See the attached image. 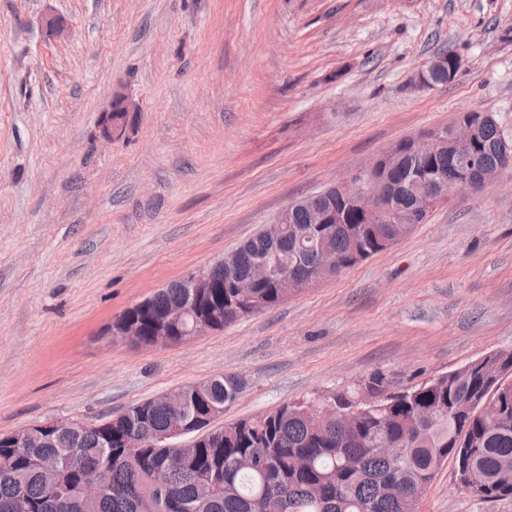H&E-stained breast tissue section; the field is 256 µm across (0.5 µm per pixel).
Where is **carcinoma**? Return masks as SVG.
I'll use <instances>...</instances> for the list:
<instances>
[{
  "mask_svg": "<svg viewBox=\"0 0 512 512\" xmlns=\"http://www.w3.org/2000/svg\"><path fill=\"white\" fill-rule=\"evenodd\" d=\"M501 126L485 123L474 136L473 164L478 171L500 165ZM459 153L448 148L430 157L407 154L390 172L401 185L394 194V224H364L359 213L343 210L337 224L321 228L308 222L303 206L289 209L281 240L261 233L239 247L233 276L252 275L259 263L282 271L312 272L328 252L337 259L336 273L387 249L379 241L383 229L390 238H403L404 217L413 211L415 196L429 192L417 176L434 173L457 188ZM309 239L299 242L298 233ZM222 284L199 299L184 280H176L134 309L142 339L156 340L154 318L170 306H192L197 315L224 310L214 330L271 309L285 300L284 289L260 280L250 297L238 299L226 287L228 274L213 270ZM501 355L473 369L459 367L409 386L374 405L359 404L360 416L347 429L333 420L312 425L307 402L287 404L255 418L214 429L184 448H157L152 436L165 432L180 416L193 423L198 416L236 401L242 390L237 374L225 373L183 386L182 398L163 395L138 402L111 417V423L87 430L67 422L46 441L22 446L0 434V512H140L143 500L153 499L157 512H415L414 495L428 486L448 460L465 464L474 480L491 490L487 502L512 499V373L496 377ZM362 398L354 385L329 397L346 410ZM145 431L148 441L127 448L129 433ZM398 448L390 457L383 448ZM55 468L47 482L40 461ZM94 475L103 489L86 499L80 487Z\"/></svg>",
  "mask_w": 512,
  "mask_h": 512,
  "instance_id": "carcinoma-1",
  "label": "carcinoma"
}]
</instances>
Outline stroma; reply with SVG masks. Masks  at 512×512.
Here are the masks:
<instances>
[{
	"label": "stroma",
	"instance_id": "35a3bbf8",
	"mask_svg": "<svg viewBox=\"0 0 512 512\" xmlns=\"http://www.w3.org/2000/svg\"><path fill=\"white\" fill-rule=\"evenodd\" d=\"M448 50L455 80L415 87ZM118 93L138 122L106 142ZM469 110L512 134V0H0V434L237 373L227 424L512 350V171L224 329L147 347L108 333L289 202ZM419 512L512 500L470 497L448 463Z\"/></svg>",
	"mask_w": 512,
	"mask_h": 512
}]
</instances>
